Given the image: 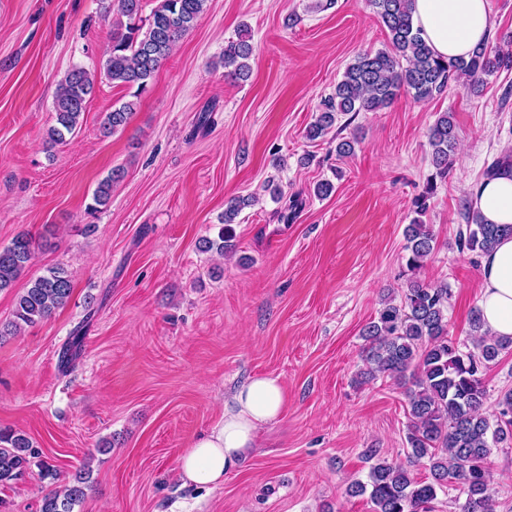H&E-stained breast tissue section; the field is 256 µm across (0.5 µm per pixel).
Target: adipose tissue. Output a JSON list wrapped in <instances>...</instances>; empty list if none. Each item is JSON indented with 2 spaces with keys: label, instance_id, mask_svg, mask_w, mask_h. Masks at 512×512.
Segmentation results:
<instances>
[{
  "label": "adipose tissue",
  "instance_id": "ef3b65f1",
  "mask_svg": "<svg viewBox=\"0 0 512 512\" xmlns=\"http://www.w3.org/2000/svg\"><path fill=\"white\" fill-rule=\"evenodd\" d=\"M411 6L415 26L436 55L466 59L488 39V0H411ZM470 206L485 223L512 224V173L482 179L471 190ZM480 288L486 329L491 335L512 338V236L503 237L482 255ZM284 402L277 378L259 375L241 385L225 403L219 420L179 458L183 485H222L225 473L254 446L258 430L280 416Z\"/></svg>",
  "mask_w": 512,
  "mask_h": 512
}]
</instances>
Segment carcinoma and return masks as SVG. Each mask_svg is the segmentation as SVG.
Listing matches in <instances>:
<instances>
[{"instance_id":"obj_1","label":"carcinoma","mask_w":512,"mask_h":512,"mask_svg":"<svg viewBox=\"0 0 512 512\" xmlns=\"http://www.w3.org/2000/svg\"><path fill=\"white\" fill-rule=\"evenodd\" d=\"M411 0H369L388 30L385 49L358 55L347 66L334 93L325 98L310 123L306 136H324L342 115L376 112L388 107L401 88L413 92L419 101L442 94L459 75H489L512 66V56L478 48L469 60H447L436 56L414 26ZM206 0H160L146 23H141L142 0H111L106 12L117 11L121 20L112 24L110 48L103 64L105 77L117 86L144 92L174 46L203 12ZM253 45L248 33H241L224 47V68L235 80L249 76ZM97 75L76 66L59 84L54 99V121L47 131V143L63 144L81 126L88 100L95 92ZM135 103L124 102L106 116L103 133L111 134L127 124ZM457 143L452 113H441L429 130L431 163L435 176L428 179L416 199L418 218L404 230L406 265L420 269L435 249L434 236L419 216L426 213L436 188L434 180L448 175L451 153ZM114 170L93 195L88 211L95 213L108 203L112 185L120 180ZM256 201L254 196L234 197L224 208V223L233 224L242 209ZM465 227L458 231L460 252L484 254L505 235L511 224H485L476 213H465ZM34 241L27 233L17 235L11 245L0 249V291L13 285L34 257ZM66 270L52 267L34 279L16 303L15 320L0 327V336H11L24 325L49 318L63 307L72 294ZM445 283L424 284L411 280L399 301L382 303L378 315L363 329L368 342L371 370L407 385L411 425L406 437L409 461L427 460L432 481H419L411 470L379 459L365 482L348 488L352 497L369 495L374 512H429L437 491L454 483L465 496L460 512H495L496 500L489 486L488 458L491 446L512 445V389L500 394L493 418L483 413L487 391L483 372L512 345V339L488 334L480 311L471 317L473 349L463 352L448 339V297ZM84 336L77 333L60 355L63 368L73 367L81 357ZM34 451L20 433L0 432V483L15 481L31 466ZM89 471L75 473L61 492L42 499L40 512H73L89 488Z\"/></svg>"}]
</instances>
